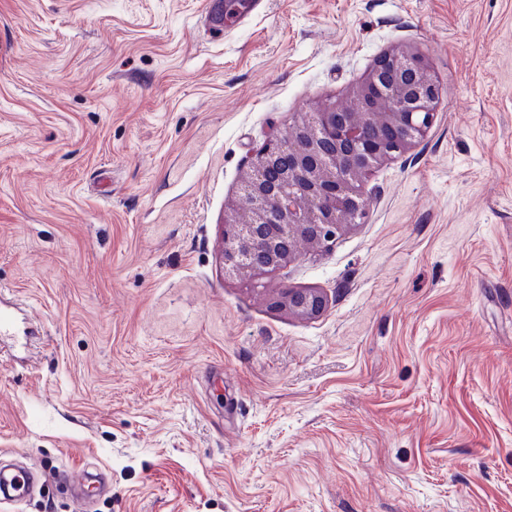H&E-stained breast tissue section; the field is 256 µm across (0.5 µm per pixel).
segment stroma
Masks as SVG:
<instances>
[{
  "label": "stroma",
  "mask_w": 512,
  "mask_h": 512,
  "mask_svg": "<svg viewBox=\"0 0 512 512\" xmlns=\"http://www.w3.org/2000/svg\"><path fill=\"white\" fill-rule=\"evenodd\" d=\"M208 3L0 0L18 512H512V0H260L220 35ZM400 45L442 101L364 222L225 275L256 150ZM63 469L103 474L87 507ZM271 307L300 320H311L323 314L327 306L324 293L313 288H284L271 298Z\"/></svg>",
  "instance_id": "obj_1"
}]
</instances>
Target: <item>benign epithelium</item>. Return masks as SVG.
Segmentation results:
<instances>
[{"instance_id": "benign-epithelium-1", "label": "benign epithelium", "mask_w": 512, "mask_h": 512, "mask_svg": "<svg viewBox=\"0 0 512 512\" xmlns=\"http://www.w3.org/2000/svg\"><path fill=\"white\" fill-rule=\"evenodd\" d=\"M441 90L425 58L410 46L380 56L334 102L300 112L288 139L260 148L244 180L247 208L224 225L226 271L254 277L294 262L299 245L329 247L361 223L366 176L413 148L430 130ZM324 293L284 288L271 307L300 320L323 314Z\"/></svg>"}]
</instances>
